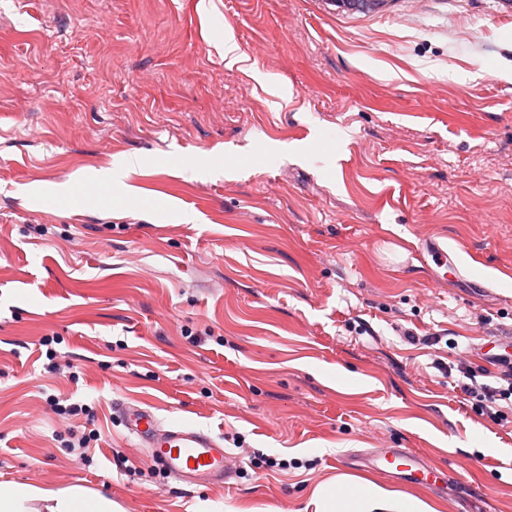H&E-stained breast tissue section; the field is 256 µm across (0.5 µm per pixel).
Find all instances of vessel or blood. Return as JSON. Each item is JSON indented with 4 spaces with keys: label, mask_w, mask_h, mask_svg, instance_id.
<instances>
[{
    "label": "vessel or blood",
    "mask_w": 512,
    "mask_h": 512,
    "mask_svg": "<svg viewBox=\"0 0 512 512\" xmlns=\"http://www.w3.org/2000/svg\"><path fill=\"white\" fill-rule=\"evenodd\" d=\"M123 426L135 444L151 451L156 468L177 482L206 481L212 486L227 485L230 457L220 437L183 420L162 422L148 407L126 405L121 409ZM365 468L403 479L419 486H433L444 477L421 455L405 448H388L370 455Z\"/></svg>",
    "instance_id": "1"
}]
</instances>
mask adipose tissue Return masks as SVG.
<instances>
[{"instance_id": "1", "label": "adipose tissue", "mask_w": 512, "mask_h": 512, "mask_svg": "<svg viewBox=\"0 0 512 512\" xmlns=\"http://www.w3.org/2000/svg\"><path fill=\"white\" fill-rule=\"evenodd\" d=\"M316 512H435L424 499L339 475L312 492ZM0 512H115L110 498L79 487L0 484Z\"/></svg>"}]
</instances>
